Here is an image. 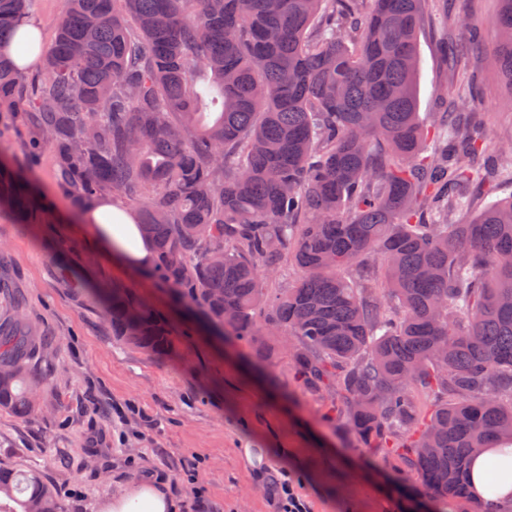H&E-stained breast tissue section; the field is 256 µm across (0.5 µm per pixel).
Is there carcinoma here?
Listing matches in <instances>:
<instances>
[{
	"mask_svg": "<svg viewBox=\"0 0 512 512\" xmlns=\"http://www.w3.org/2000/svg\"><path fill=\"white\" fill-rule=\"evenodd\" d=\"M30 0H0V112L29 128L77 203L124 200L155 245L153 273L268 361L296 341L295 377L338 389L328 412L430 496L468 499V457L512 439V163L469 112H418V32L430 0H61L50 43L17 37ZM494 54L512 91V0ZM448 68L477 95L465 52ZM209 105L218 115L201 121ZM44 209L0 163V204ZM294 269L272 290L269 278ZM118 340L170 350L156 312L89 289ZM0 410L34 409L46 337L0 301ZM6 512H62L35 469L0 468Z\"/></svg>",
	"mask_w": 512,
	"mask_h": 512,
	"instance_id": "carcinoma-1",
	"label": "carcinoma"
}]
</instances>
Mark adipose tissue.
Returning <instances> with one entry per match:
<instances>
[{
	"label": "adipose tissue",
	"mask_w": 512,
	"mask_h": 512,
	"mask_svg": "<svg viewBox=\"0 0 512 512\" xmlns=\"http://www.w3.org/2000/svg\"><path fill=\"white\" fill-rule=\"evenodd\" d=\"M81 220L89 224L100 250L124 268L146 271L153 265L154 244L143 236L138 218L131 210L111 198H99L83 207ZM511 454L505 447L483 448L469 463L472 496L497 512L512 506V480L491 485V469ZM102 512H176V505L160 480L143 478L109 496L102 504Z\"/></svg>",
	"instance_id": "ef3b65f1"
}]
</instances>
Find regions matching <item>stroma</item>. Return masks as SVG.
I'll return each instance as SVG.
<instances>
[{"instance_id": "35a3bbf8", "label": "stroma", "mask_w": 512, "mask_h": 512, "mask_svg": "<svg viewBox=\"0 0 512 512\" xmlns=\"http://www.w3.org/2000/svg\"><path fill=\"white\" fill-rule=\"evenodd\" d=\"M448 3L458 22L484 24L483 41L467 46L481 91L472 109L488 122L493 148H505L512 93L493 56L498 0ZM444 42L436 20L426 21L416 78L424 117L457 94ZM29 137L21 123L0 116V157L21 168L49 206L42 224L0 214V278L54 346L50 361L35 367L48 377L40 409L25 417L0 410L1 467L39 470L63 512H100L112 492L149 474L166 483L179 512H279L268 482L283 471L309 512H472L471 502L441 505L414 492L395 460L370 458L344 424L326 417L328 393L298 387L284 342L273 343L271 365L256 370L249 349L228 345L190 302L99 251L55 183L50 154L24 157ZM100 283L151 304L172 333V358L113 338L86 291ZM244 448L254 449V464L242 460Z\"/></svg>"}]
</instances>
